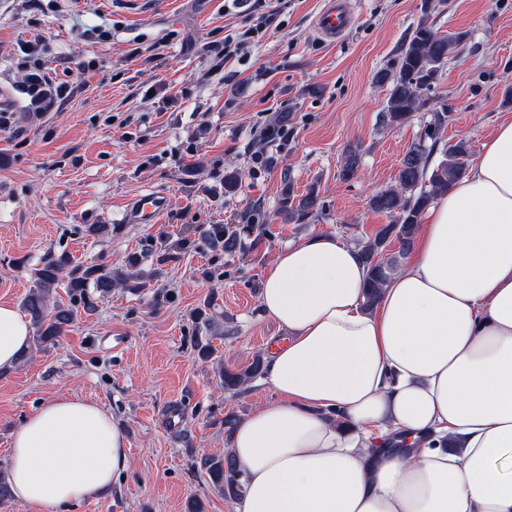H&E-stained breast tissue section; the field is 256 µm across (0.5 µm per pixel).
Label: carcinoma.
<instances>
[{"label": "carcinoma", "mask_w": 512, "mask_h": 512, "mask_svg": "<svg viewBox=\"0 0 512 512\" xmlns=\"http://www.w3.org/2000/svg\"><path fill=\"white\" fill-rule=\"evenodd\" d=\"M460 41L459 35L439 33L428 24L426 18L418 22L412 35L402 44L396 67L382 69L376 74V83L390 86L385 112L382 114L384 124L401 125L422 107L421 89L436 79L448 61L449 53ZM447 122L448 116L445 113H434L423 126L417 140L411 143L403 155L395 184L376 191L370 198L371 209L387 215L391 221L380 227L374 237L361 246L368 269L364 291V305L367 309L375 306L381 288L396 270L397 259L384 257L386 248L395 242L399 245V252L408 251L423 212L433 204L437 196L467 174V141L459 140L441 147ZM437 151L441 152V159L433 165L431 158ZM359 165V151L348 150L341 166L342 179L356 178ZM318 205L315 188L311 187L307 193L298 195L291 182H284L280 201V215L284 221L299 224L316 211ZM251 231L250 224H243L232 232L225 230L224 225L216 224L212 227L211 235L223 245L224 251L233 252L244 244ZM66 266L67 257L60 256L48 260L34 273L33 286L23 301V308L33 329L31 343L34 346L56 344L72 325L76 305L81 304L88 311L94 309L88 289L105 297L114 288L136 291L143 286L141 282H133L137 278L133 273H115L100 265L75 266L64 284L69 303L53 302V287L59 284V273ZM262 372L263 361L258 357L244 370L221 368L218 376L224 390L238 393ZM200 467L208 475L210 484L221 494L235 496L241 491V472L230 454L204 456L200 459Z\"/></svg>", "instance_id": "1"}]
</instances>
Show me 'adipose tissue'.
I'll return each instance as SVG.
<instances>
[{"label":"adipose tissue","instance_id":"ef3b65f1","mask_svg":"<svg viewBox=\"0 0 512 512\" xmlns=\"http://www.w3.org/2000/svg\"><path fill=\"white\" fill-rule=\"evenodd\" d=\"M360 247L321 233L267 265L274 401L237 426L236 512H512V122L438 197L402 269L363 305ZM0 303V373L30 344ZM130 463L113 414L46 401L13 433L14 498L36 512L97 499Z\"/></svg>","mask_w":512,"mask_h":512}]
</instances>
